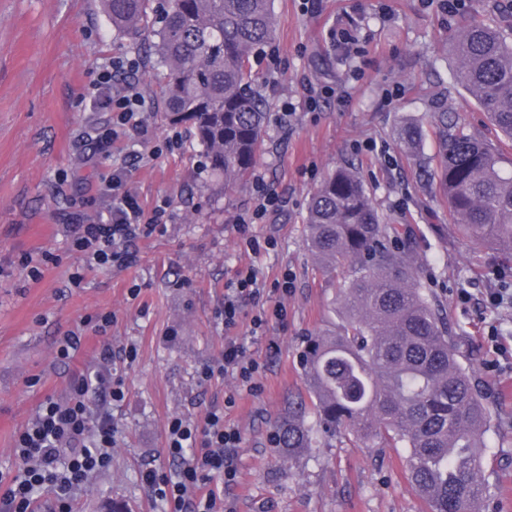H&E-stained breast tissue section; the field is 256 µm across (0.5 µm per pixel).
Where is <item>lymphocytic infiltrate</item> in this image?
<instances>
[{
  "mask_svg": "<svg viewBox=\"0 0 512 512\" xmlns=\"http://www.w3.org/2000/svg\"><path fill=\"white\" fill-rule=\"evenodd\" d=\"M132 57H116L99 72V84L108 89L104 104L112 110V124L99 140L111 144L127 132L146 135V100L139 86L118 82L117 74L136 69ZM128 168L118 167L106 178L103 195L106 210L80 224H68L64 233L71 247L89 265L123 270L137 261L133 243L152 235L158 226L147 218ZM263 296L256 272L239 275L224 288L219 312L229 335L221 355L200 371L201 380L232 376L247 392L258 389L262 366L247 344L232 336L240 322L244 301L260 302ZM113 318L99 317L95 330L102 334V349L94 370L75 379L61 398L47 397L33 418L20 430L13 445L16 469L0 476V512H72L76 492L108 466L116 446L115 426L108 410L99 407L97 397L119 402L125 397L124 384L112 372V342L106 332ZM235 403L226 397L223 406H214L203 420L175 416L165 425V451L179 459L180 468L168 476L154 470L142 474V482L162 512H234L223 490L238 476L236 451L242 444L240 431L224 419L226 408ZM51 488L52 498L40 502L37 494Z\"/></svg>",
  "mask_w": 512,
  "mask_h": 512,
  "instance_id": "1",
  "label": "lymphocytic infiltrate"
}]
</instances>
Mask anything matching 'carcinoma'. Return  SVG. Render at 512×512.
Segmentation results:
<instances>
[{
    "label": "carcinoma",
    "instance_id": "cac0c4a2",
    "mask_svg": "<svg viewBox=\"0 0 512 512\" xmlns=\"http://www.w3.org/2000/svg\"><path fill=\"white\" fill-rule=\"evenodd\" d=\"M112 26L134 41L152 35L163 66L165 118L187 126L206 167L235 185L253 168L266 118L250 56L276 34L272 0H100ZM457 82L488 113L498 138L471 132L435 104L426 126L400 136L409 149L428 134L427 173L448 222L512 260V42L493 21L474 20L451 42ZM307 246L328 269L344 323L314 337L304 356L308 398L290 399L277 425L292 454L313 436L345 433L409 449L408 481L431 512H475L486 491L485 434L492 418L474 369L448 336V317L422 288L410 260L414 229L383 222L359 172L340 166L312 194Z\"/></svg>",
    "mask_w": 512,
    "mask_h": 512
}]
</instances>
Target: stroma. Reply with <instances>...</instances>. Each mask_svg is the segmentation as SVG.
<instances>
[{
  "instance_id": "35a3bbf8",
  "label": "stroma",
  "mask_w": 512,
  "mask_h": 512,
  "mask_svg": "<svg viewBox=\"0 0 512 512\" xmlns=\"http://www.w3.org/2000/svg\"><path fill=\"white\" fill-rule=\"evenodd\" d=\"M274 11L277 35L252 60L255 87L267 103L263 148L246 179L227 188L204 170L201 149L186 131L178 148L136 164L131 140L100 148L108 114L97 79L116 56L141 62L135 78L150 101L151 145L174 128L164 118L155 57L145 42L113 28L96 0H0V472L13 469L14 437L38 404L63 394L96 359L100 339L87 321L109 312L113 347L135 345L137 356L118 366L126 398L112 407V462L79 492L76 512H105L116 500L132 512H157L141 473L178 468L164 451L166 422L200 419L229 395L236 404L226 420L243 438L239 478L225 492L235 512H429L408 482L406 448L340 434L291 454L275 436L288 398L307 389L309 339L342 323L334 283L351 272L318 262L305 245L303 218L321 181L352 163L380 214L414 226L423 286L447 313L452 340L471 359L491 411L488 490L477 512H512V302L488 299L512 283V262L449 224L422 175L432 141L411 153L397 135L425 122L432 94L444 91L449 112L494 137L486 112L455 80L450 42L468 22L489 16L511 28L512 0H466L452 16L439 0H323L314 12L304 10L303 0H274ZM342 28L353 43L337 45ZM307 78L347 88V103L330 98L309 110ZM287 103L294 114L285 124ZM125 164L145 212L164 203L171 218L134 243V267L87 269L62 227L101 213V177ZM259 178L282 206L255 221ZM33 266L39 276H31ZM247 268L259 271L272 303L283 274L293 277L286 322L269 320L260 339L251 337L255 307H243L235 334L263 366L251 395L230 377L198 378L224 348L217 317L224 286ZM72 330L82 331V347L73 361L58 362L56 343ZM270 337L279 345L273 355L266 352Z\"/></svg>"
}]
</instances>
